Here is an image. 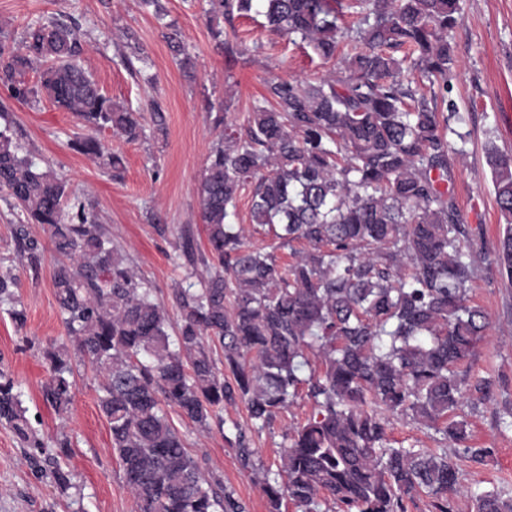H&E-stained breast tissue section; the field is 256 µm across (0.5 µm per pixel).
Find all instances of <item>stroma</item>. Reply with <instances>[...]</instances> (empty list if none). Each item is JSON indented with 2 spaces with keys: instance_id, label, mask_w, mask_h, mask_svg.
Instances as JSON below:
<instances>
[{
  "instance_id": "1",
  "label": "stroma",
  "mask_w": 512,
  "mask_h": 512,
  "mask_svg": "<svg viewBox=\"0 0 512 512\" xmlns=\"http://www.w3.org/2000/svg\"><path fill=\"white\" fill-rule=\"evenodd\" d=\"M165 19L141 0H0V41L13 44L37 19H55L73 26L86 47L85 70L114 103L147 108L159 101L166 128H146L129 142L111 130L98 138L108 152L123 159L119 170L91 161L71 150L70 139L81 133L80 121L49 102L37 105L8 98V108L22 142L40 164L66 180L71 193L93 204L112 241L133 262L151 286L170 321L179 317L176 288L185 271L178 265L182 228H190L199 248L207 246L200 215L198 186L220 133L218 115L243 122L265 92L268 81L296 77L319 82L343 69L345 47L323 60L305 44H295L269 31L262 17L237 18L225 26L233 54H226L211 33L207 0H162ZM462 21L452 34L455 77L448 92L466 115L465 153L454 160L450 188L461 216L481 242L477 278L468 293L470 304L488 315L490 327L459 374L502 379L496 404L469 413L476 443L493 448L484 464L460 461L470 487L512 490V432L497 427L499 404L512 403V282L500 271L498 250L504 220L496 204L486 148L495 144L512 151V132L505 113H512V0H461ZM176 29L191 59L182 67L173 57L167 34ZM138 40L144 58L126 65L131 40ZM167 224L159 234L149 215ZM17 219L0 198V267L18 279L16 297L26 324L17 327L8 305H0V374L22 392L26 417L48 448L67 443L59 463L67 487L55 482L43 455L26 447L15 430L0 420V512H136L123 471L112 450L109 424L98 406V380L88 360L68 336L52 286L57 262L48 234L38 224L30 232L41 243L38 267L28 265L16 250L12 226ZM66 344L75 381L74 401L67 412L54 410L42 397L50 373L43 352ZM314 404L299 398L288 414L265 428L253 426L244 404L224 409L223 427L201 431L181 417L172 422L202 472L246 506V512H267L266 497L253 472L244 470L226 434L242 428L254 451L256 469L276 468L287 426L304 421Z\"/></svg>"
}]
</instances>
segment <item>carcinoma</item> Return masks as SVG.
I'll return each instance as SVG.
<instances>
[{
	"mask_svg": "<svg viewBox=\"0 0 512 512\" xmlns=\"http://www.w3.org/2000/svg\"><path fill=\"white\" fill-rule=\"evenodd\" d=\"M208 2L213 20L254 11L270 31L324 59L336 55L344 7L360 8L361 26L345 75L315 85L277 78L243 125L217 118L222 130L198 188L208 248H195L182 230L181 255L197 281L175 295L176 336L92 205L70 202L67 182L13 138L9 113L0 111V193L18 210L16 252L38 266L42 246L28 225L45 227L60 257L52 282L67 335L96 372L99 408L137 512H244L203 475L168 410L221 429L224 405L240 401L264 427L302 393L316 413L286 429L280 465L263 475L268 512L290 504L322 512L328 503L336 512H408L421 497L429 512H455L462 494L470 512H512L511 492L465 487L455 462L491 455L451 415L495 393L492 378L470 381L456 371L489 328L468 304L477 243L448 188L466 142L457 129L463 113L448 107L459 0ZM83 53L72 27L37 20L16 49L0 44V87L17 101L46 100L75 115L87 133L70 148L102 159L94 133L108 128L134 141L144 135L143 116L101 92ZM488 156L506 221L498 259L512 282V153L493 145ZM251 183L247 231L233 219ZM248 232L272 236L271 250L246 245ZM281 248L294 260L279 261ZM16 287L1 271L0 303L15 302ZM45 359L43 397L65 412L75 395L68 352L52 347ZM20 396L12 380L0 381V419L40 448ZM395 415L442 434L453 455L392 445L387 423ZM234 444L242 468L255 470L239 428Z\"/></svg>",
	"mask_w": 512,
	"mask_h": 512,
	"instance_id": "cac0c4a2",
	"label": "carcinoma"
}]
</instances>
